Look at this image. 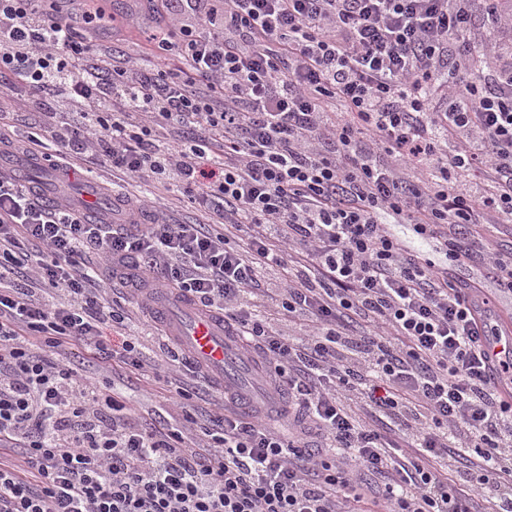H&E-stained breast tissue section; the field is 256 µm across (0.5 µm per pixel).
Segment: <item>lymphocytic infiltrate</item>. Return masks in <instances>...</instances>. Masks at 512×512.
<instances>
[{
    "label": "lymphocytic infiltrate",
    "mask_w": 512,
    "mask_h": 512,
    "mask_svg": "<svg viewBox=\"0 0 512 512\" xmlns=\"http://www.w3.org/2000/svg\"><path fill=\"white\" fill-rule=\"evenodd\" d=\"M80 2L0 0V86L43 109L0 148L91 154L208 221L87 224L0 178V512H512L498 314L462 274L512 296V247L473 232L512 224V0H149L150 68L112 65ZM90 252L222 312L287 392V433L133 422L82 372L144 367ZM512 333L510 330L495 331L493 336H488L485 350L489 357V363L496 376L509 378L512 374Z\"/></svg>",
    "instance_id": "f902f5d3"
}]
</instances>
